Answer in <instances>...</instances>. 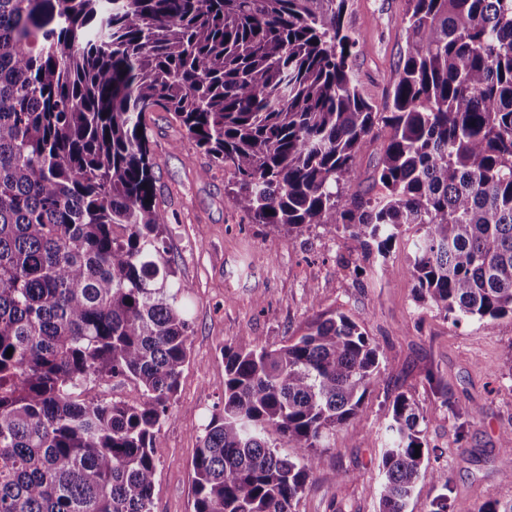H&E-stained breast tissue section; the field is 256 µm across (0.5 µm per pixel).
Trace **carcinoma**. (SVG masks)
Segmentation results:
<instances>
[{
	"label": "carcinoma",
	"instance_id": "cac0c4a2",
	"mask_svg": "<svg viewBox=\"0 0 512 512\" xmlns=\"http://www.w3.org/2000/svg\"><path fill=\"white\" fill-rule=\"evenodd\" d=\"M348 8L0 0V512H151L154 449L190 356L143 122L157 108L231 174L249 223L343 230L385 274L412 225L420 303L454 325L512 317V0H407L381 112L355 83L366 41ZM382 129L371 198L354 190L356 159ZM380 375L375 340L336 311L279 348L224 349L194 512H293ZM112 378L144 400L93 392ZM424 422L394 397L378 512H406L424 473L440 486L426 512H452Z\"/></svg>",
	"mask_w": 512,
	"mask_h": 512
}]
</instances>
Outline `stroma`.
Instances as JSON below:
<instances>
[{
  "instance_id": "obj_1",
  "label": "stroma",
  "mask_w": 512,
  "mask_h": 512,
  "mask_svg": "<svg viewBox=\"0 0 512 512\" xmlns=\"http://www.w3.org/2000/svg\"><path fill=\"white\" fill-rule=\"evenodd\" d=\"M405 0H352L346 21L368 48L355 78L383 105L391 71L405 47ZM145 123L159 157L157 201L168 218L166 253L177 281L190 290V361L178 381L155 450L151 512H193L192 459L210 418L224 405V349L254 339L277 347L325 311L359 322L380 347L381 377L359 415L337 431L295 512H376L383 428L397 393L426 416L429 445L442 450L454 512L512 500V318L454 325L418 303L408 272L414 228L393 242L389 276L376 260L353 269L348 234L313 225L297 236L250 224L225 187L223 166L183 138L173 113ZM437 383H428V372ZM478 405L479 417L465 408Z\"/></svg>"
}]
</instances>
